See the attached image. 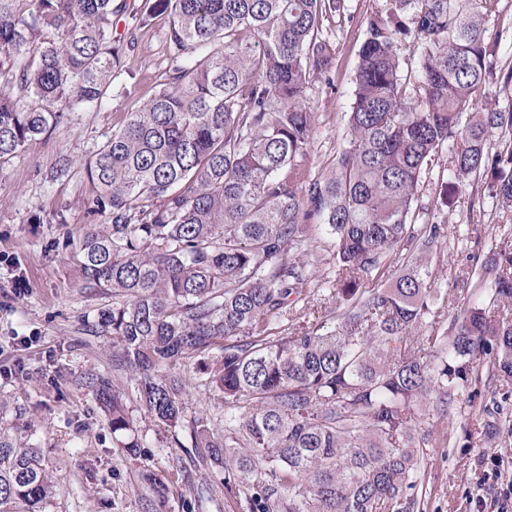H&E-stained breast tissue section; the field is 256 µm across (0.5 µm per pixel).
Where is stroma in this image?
<instances>
[{"mask_svg":"<svg viewBox=\"0 0 512 512\" xmlns=\"http://www.w3.org/2000/svg\"><path fill=\"white\" fill-rule=\"evenodd\" d=\"M344 14L324 18L323 33L334 50L329 82L306 92L315 126L301 167L307 178L331 174L348 139L347 111L358 51L369 14L386 12L388 0H346ZM488 35L496 39L499 71L512 68V0H493ZM167 25L156 18L137 30L135 44L113 84V98L98 110L71 113L52 132L31 141L0 167V429L45 448L54 493L43 512H144L143 471L169 485L165 512H251L248 495L225 496L224 475L200 464L190 434L207 419L224 434V400L205 374L185 365L176 374L184 387L181 424L155 421L137 401L127 374L112 366V337L98 314L111 307V292L81 287L72 255L79 229L89 223L92 186L84 161L125 122L131 101L148 98L170 72ZM68 162L65 175L56 166ZM446 242L433 254L434 287L466 305L480 298L456 285L455 274L481 272L489 250L512 243V223L474 181L468 194L440 214ZM314 254L307 269L320 300L308 304L300 323L320 333L337 324L330 283L335 258L324 225L311 229ZM105 378L119 391L135 421L142 447L128 454L113 433L91 381ZM443 441H429L414 512H473L476 495L492 498L484 485L488 454L512 456V379L482 378L464 388L443 418Z\"/></svg>","mask_w":512,"mask_h":512,"instance_id":"stroma-1","label":"stroma"}]
</instances>
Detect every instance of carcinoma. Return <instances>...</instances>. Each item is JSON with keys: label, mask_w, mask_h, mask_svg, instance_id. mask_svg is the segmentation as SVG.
Here are the masks:
<instances>
[{"label": "carcinoma", "mask_w": 512, "mask_h": 512, "mask_svg": "<svg viewBox=\"0 0 512 512\" xmlns=\"http://www.w3.org/2000/svg\"><path fill=\"white\" fill-rule=\"evenodd\" d=\"M488 2L390 0L388 16H367L347 146L330 177L309 180L297 163L315 125L306 92L331 72L321 26L345 0H0L1 164L108 101L134 40L117 21L168 20L172 74L85 162L88 213L105 222L83 229L77 271L125 298L101 318L112 364L162 424L185 409L171 371L220 352L224 439L201 419L191 439L224 471V494L251 488L258 512H410L418 399L432 389L451 406L483 366L512 377V246L490 249L489 303L459 308L428 283L447 225L412 222L422 173L444 153L440 207L478 177L512 213V108L478 105L496 76ZM408 39L415 83L400 67ZM311 224L336 254L339 323L326 334L279 326L290 297L320 296L293 259ZM407 243L417 253L386 273ZM418 328L448 341V361L417 356ZM92 388L112 433H134L110 382ZM142 482L164 506L168 484ZM53 488L43 450L0 430V512H42Z\"/></svg>", "instance_id": "1"}]
</instances>
